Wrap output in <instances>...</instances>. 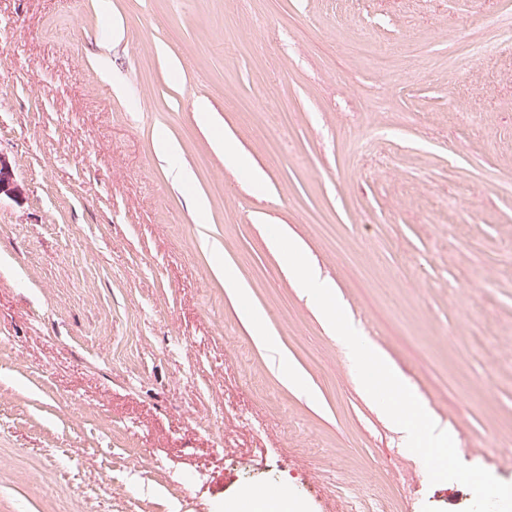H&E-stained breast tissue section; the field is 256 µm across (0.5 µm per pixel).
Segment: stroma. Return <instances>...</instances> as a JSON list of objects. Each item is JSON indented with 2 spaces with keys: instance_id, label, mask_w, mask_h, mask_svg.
<instances>
[{
  "instance_id": "35a3bbf8",
  "label": "stroma",
  "mask_w": 512,
  "mask_h": 512,
  "mask_svg": "<svg viewBox=\"0 0 512 512\" xmlns=\"http://www.w3.org/2000/svg\"><path fill=\"white\" fill-rule=\"evenodd\" d=\"M506 27L512 0H0V512H224L283 482L307 512H464L272 225L460 459L512 483ZM463 41L489 46L465 71ZM224 157L247 173L250 182L257 191H264L265 183L262 173L252 166L247 157L238 152L235 144L230 139H224ZM243 314L245 320L252 326L255 336H259L272 352L278 354L274 341L264 326L261 314L255 309L248 308H244ZM277 365L278 369L288 379V383L302 386V375L295 368L289 366L288 361L280 354H278Z\"/></svg>"
}]
</instances>
